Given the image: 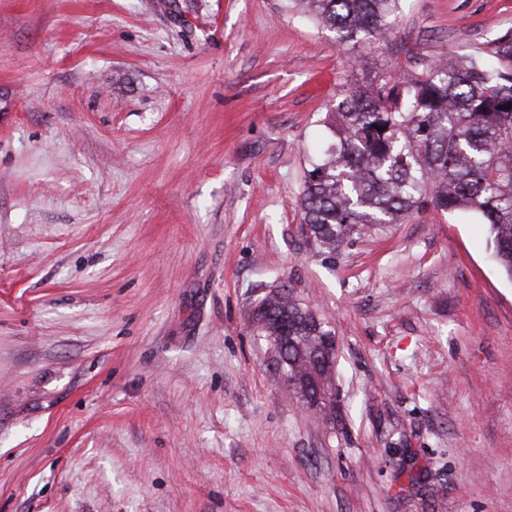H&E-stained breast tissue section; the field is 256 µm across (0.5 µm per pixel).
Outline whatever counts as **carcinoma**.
Instances as JSON below:
<instances>
[{"label": "carcinoma", "mask_w": 512, "mask_h": 512, "mask_svg": "<svg viewBox=\"0 0 512 512\" xmlns=\"http://www.w3.org/2000/svg\"><path fill=\"white\" fill-rule=\"evenodd\" d=\"M334 34L352 68L396 23L397 0H287ZM413 73L377 70L325 115L328 142L307 170L300 232L322 252L429 210L468 211L488 226L491 256L512 281V69L476 56H406ZM383 131H378V128ZM314 310L285 288L259 297L251 329L289 391L318 375L333 390L336 348L320 349Z\"/></svg>", "instance_id": "carcinoma-1"}]
</instances>
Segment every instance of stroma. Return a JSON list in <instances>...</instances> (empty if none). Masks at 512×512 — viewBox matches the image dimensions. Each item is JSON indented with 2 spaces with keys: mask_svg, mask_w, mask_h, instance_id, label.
<instances>
[{
  "mask_svg": "<svg viewBox=\"0 0 512 512\" xmlns=\"http://www.w3.org/2000/svg\"><path fill=\"white\" fill-rule=\"evenodd\" d=\"M286 0H0V512H512V281L429 211L298 227L355 74ZM374 51L512 66V0H399ZM333 329L336 413L249 313Z\"/></svg>",
  "mask_w": 512,
  "mask_h": 512,
  "instance_id": "35a3bbf8",
  "label": "stroma"
}]
</instances>
